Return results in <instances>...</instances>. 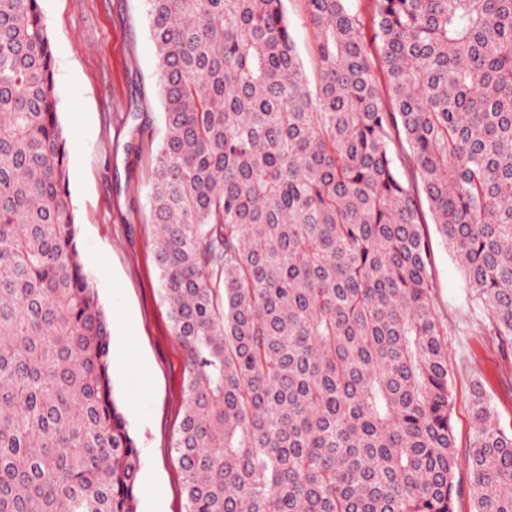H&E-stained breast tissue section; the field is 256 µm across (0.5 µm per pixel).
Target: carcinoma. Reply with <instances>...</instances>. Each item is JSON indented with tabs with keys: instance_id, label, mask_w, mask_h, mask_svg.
Returning a JSON list of instances; mask_svg holds the SVG:
<instances>
[{
	"instance_id": "carcinoma-1",
	"label": "carcinoma",
	"mask_w": 512,
	"mask_h": 512,
	"mask_svg": "<svg viewBox=\"0 0 512 512\" xmlns=\"http://www.w3.org/2000/svg\"><path fill=\"white\" fill-rule=\"evenodd\" d=\"M146 2L186 512H455L465 481L512 512L481 388L461 473L420 201L512 345V0H369L370 43L347 0H305L313 85L283 0ZM76 234L40 0H0V512H137Z\"/></svg>"
}]
</instances>
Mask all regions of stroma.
Masks as SVG:
<instances>
[{
  "label": "stroma",
  "mask_w": 512,
  "mask_h": 512,
  "mask_svg": "<svg viewBox=\"0 0 512 512\" xmlns=\"http://www.w3.org/2000/svg\"><path fill=\"white\" fill-rule=\"evenodd\" d=\"M52 41L59 120L69 145L77 247L109 318L113 395L140 453L137 512H184L173 443L182 419L183 351L154 261L149 186L164 134L156 48L144 0H41ZM309 79L318 60L305 0H284ZM437 315L448 329L452 424L460 460L473 443L482 384L512 429V359L489 336L465 272L430 235Z\"/></svg>",
  "instance_id": "35a3bbf8"
}]
</instances>
